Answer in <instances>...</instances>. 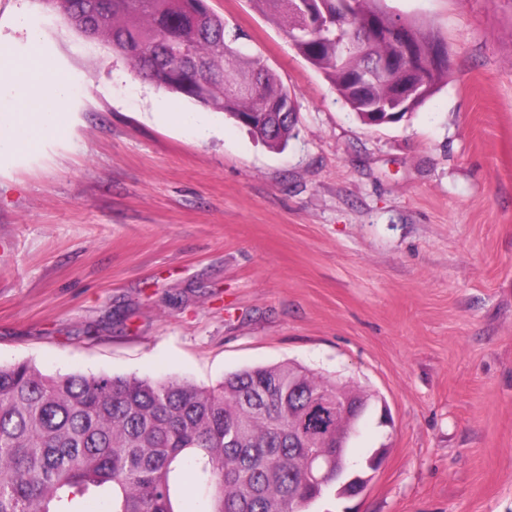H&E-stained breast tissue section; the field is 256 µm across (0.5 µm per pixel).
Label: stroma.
<instances>
[{"label":"stroma","mask_w":512,"mask_h":512,"mask_svg":"<svg viewBox=\"0 0 512 512\" xmlns=\"http://www.w3.org/2000/svg\"><path fill=\"white\" fill-rule=\"evenodd\" d=\"M288 88L274 151L134 74L41 0L73 139L0 171V364L186 378L296 363L371 394L364 491L309 512H512V0H383L448 45L416 112L363 123L252 0H210Z\"/></svg>","instance_id":"stroma-1"}]
</instances>
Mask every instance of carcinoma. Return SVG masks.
<instances>
[{
    "instance_id": "cac0c4a2",
    "label": "carcinoma",
    "mask_w": 512,
    "mask_h": 512,
    "mask_svg": "<svg viewBox=\"0 0 512 512\" xmlns=\"http://www.w3.org/2000/svg\"><path fill=\"white\" fill-rule=\"evenodd\" d=\"M79 33L103 38L112 53L157 87L223 112L269 148L286 147L296 116L288 89L243 30L216 14L209 0H40ZM279 23L297 53L322 73L364 121L370 105L413 80L426 87L406 111L427 101L448 78L449 64L422 66L437 36L359 0L356 15L339 0H308L317 25L297 0H255ZM401 24L425 37L407 65L379 71L374 61L397 54ZM188 51L167 58L163 45ZM371 74L357 86L350 77ZM339 383L294 365L245 368L218 387L178 378L45 374L27 361L0 366V512H180L186 476L205 493L207 512H306L307 444L293 442L288 422L315 432L352 434L324 403Z\"/></svg>"
}]
</instances>
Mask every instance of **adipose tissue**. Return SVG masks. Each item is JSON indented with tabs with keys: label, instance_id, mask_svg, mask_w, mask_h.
<instances>
[{
	"label": "adipose tissue",
	"instance_id": "ef3b65f1",
	"mask_svg": "<svg viewBox=\"0 0 512 512\" xmlns=\"http://www.w3.org/2000/svg\"><path fill=\"white\" fill-rule=\"evenodd\" d=\"M0 90L11 94L14 111L0 113V162L43 151L50 143L72 138L76 120L62 111L70 97V81L49 74L47 60L35 33L27 35V50L20 57L4 56Z\"/></svg>",
	"mask_w": 512,
	"mask_h": 512
}]
</instances>
